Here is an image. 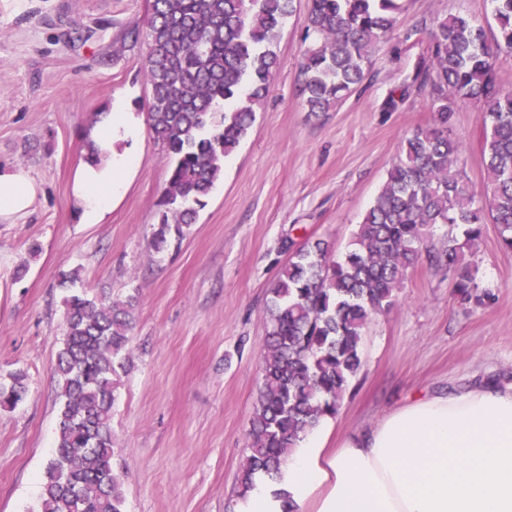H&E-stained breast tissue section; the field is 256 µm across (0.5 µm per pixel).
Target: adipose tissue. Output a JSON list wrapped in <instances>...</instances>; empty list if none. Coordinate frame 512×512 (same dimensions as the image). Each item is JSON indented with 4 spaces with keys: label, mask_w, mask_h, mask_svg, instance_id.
Returning a JSON list of instances; mask_svg holds the SVG:
<instances>
[{
    "label": "adipose tissue",
    "mask_w": 512,
    "mask_h": 512,
    "mask_svg": "<svg viewBox=\"0 0 512 512\" xmlns=\"http://www.w3.org/2000/svg\"><path fill=\"white\" fill-rule=\"evenodd\" d=\"M138 134L124 103L113 102L97 133L99 162L75 175L85 223L121 199L139 160L113 145ZM37 191L23 174L0 173V216L27 211ZM280 487L297 512H512V383L416 398L333 453L308 435Z\"/></svg>",
    "instance_id": "obj_1"
}]
</instances>
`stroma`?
Returning <instances> with one entry per match:
<instances>
[{"instance_id": "1", "label": "stroma", "mask_w": 512, "mask_h": 512, "mask_svg": "<svg viewBox=\"0 0 512 512\" xmlns=\"http://www.w3.org/2000/svg\"><path fill=\"white\" fill-rule=\"evenodd\" d=\"M309 7L294 0L272 88L196 224L158 253L151 240L168 168L147 122V0H0V172L38 186L26 213L0 219V375L21 367L29 378L25 400L0 410V512L36 509L58 428L59 282L74 269L88 294L136 299L131 367L112 411L125 512H244L237 477L262 381L270 288L303 244L347 248L403 139L433 124L416 77L429 56L425 22L462 14L497 33L492 0H402L395 34L363 81L314 114L299 96ZM117 100L140 127L125 144L139 167L105 220L86 224L74 175ZM484 110L462 101L448 121L479 195ZM471 262L492 294L484 306L460 301L447 274L421 263L373 317L361 370L323 427L324 448L416 397L512 382V251L500 247L496 225L486 224Z\"/></svg>"}]
</instances>
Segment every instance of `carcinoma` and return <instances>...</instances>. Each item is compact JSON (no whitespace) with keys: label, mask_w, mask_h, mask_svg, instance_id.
Masks as SVG:
<instances>
[{"label":"carcinoma","mask_w":512,"mask_h":512,"mask_svg":"<svg viewBox=\"0 0 512 512\" xmlns=\"http://www.w3.org/2000/svg\"><path fill=\"white\" fill-rule=\"evenodd\" d=\"M499 35L466 16L434 20L429 60L417 76L430 87L435 125L405 137L397 162L340 258L325 240L297 249L270 289L262 385L247 430L237 496L258 480L281 481L292 446L339 411L362 366L361 344L372 318L388 309L409 270L422 259L448 271L460 296L479 303L466 253L484 224L497 225L512 251V91L498 81L502 55L512 52V0H492ZM151 85L148 120L170 175L155 251L174 230L196 222L224 174V157L246 136L254 106L270 92L279 67V31L293 0H149ZM400 0H312L310 45L303 51L301 94L311 112H327L362 81L378 45L393 31ZM461 99L484 103L481 165L491 207L484 210L464 180L462 145L448 137V117ZM435 224L463 226L441 247L428 245ZM78 271L64 276L66 334L54 374L60 401L58 435L41 480L35 512H124L114 470L112 409L127 372L133 299L74 290ZM28 393L27 374L0 378V410Z\"/></svg>","instance_id":"obj_1"}]
</instances>
